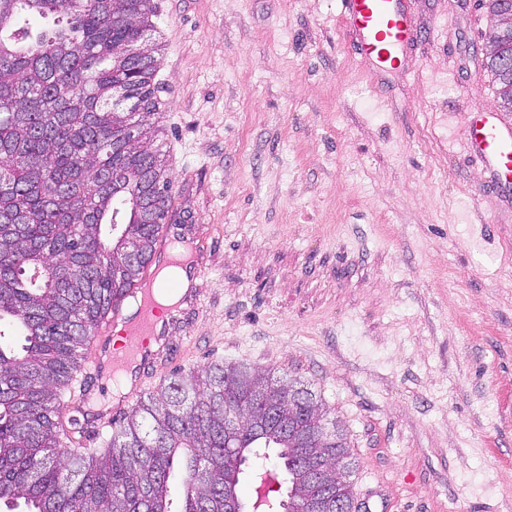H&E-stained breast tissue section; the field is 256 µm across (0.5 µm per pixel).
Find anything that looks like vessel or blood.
<instances>
[{
    "instance_id": "obj_1",
    "label": "vessel or blood",
    "mask_w": 512,
    "mask_h": 512,
    "mask_svg": "<svg viewBox=\"0 0 512 512\" xmlns=\"http://www.w3.org/2000/svg\"><path fill=\"white\" fill-rule=\"evenodd\" d=\"M343 36L356 54L376 74L386 75L401 67L408 50L418 43V25L411 0H338ZM467 151L487 176V186L496 192L512 190V114L495 109L474 113L464 127ZM179 244L170 230H162L154 264L172 263ZM162 307L155 288L135 286L126 304L115 307L101 326L119 331L129 342L121 352L103 356L90 352L85 368L91 373L132 376V393H141L138 375L153 359L150 345L158 336Z\"/></svg>"
}]
</instances>
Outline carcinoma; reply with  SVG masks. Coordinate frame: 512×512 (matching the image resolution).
I'll return each mask as SVG.
<instances>
[{
    "label": "carcinoma",
    "mask_w": 512,
    "mask_h": 512,
    "mask_svg": "<svg viewBox=\"0 0 512 512\" xmlns=\"http://www.w3.org/2000/svg\"><path fill=\"white\" fill-rule=\"evenodd\" d=\"M489 14L486 57L512 109V0ZM54 16L46 34L31 18ZM153 0H0V499L25 512H227L242 466L276 450L288 512H353L347 438L315 394L268 370L177 372L139 400L110 443L62 458L65 390L94 330L141 280L166 224L168 158L157 111Z\"/></svg>",
    "instance_id": "carcinoma-1"
}]
</instances>
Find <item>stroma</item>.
I'll return each mask as SVG.
<instances>
[{
    "label": "stroma",
    "instance_id": "stroma-1",
    "mask_svg": "<svg viewBox=\"0 0 512 512\" xmlns=\"http://www.w3.org/2000/svg\"><path fill=\"white\" fill-rule=\"evenodd\" d=\"M167 222L198 288L160 376L214 361L317 394L375 512H512V211L462 151L496 102L477 0H414L376 91L337 0H156Z\"/></svg>",
    "mask_w": 512,
    "mask_h": 512
}]
</instances>
